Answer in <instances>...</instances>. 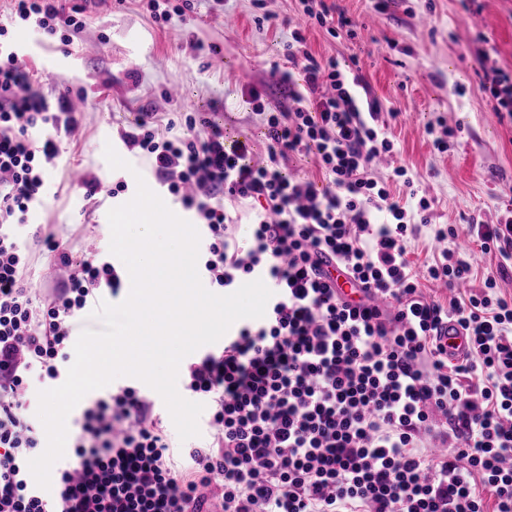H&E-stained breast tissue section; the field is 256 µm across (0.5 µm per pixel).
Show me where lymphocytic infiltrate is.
<instances>
[{"instance_id":"obj_1","label":"lymphocytic infiltrate","mask_w":512,"mask_h":512,"mask_svg":"<svg viewBox=\"0 0 512 512\" xmlns=\"http://www.w3.org/2000/svg\"><path fill=\"white\" fill-rule=\"evenodd\" d=\"M9 2L1 38L22 25L67 45L85 26L82 9L59 0ZM286 56L287 110L267 109L256 88L243 92L262 118V159L247 135L229 134L209 112L163 126L141 116L118 131L192 211L209 287L260 279L272 292L263 318L182 368L184 391L210 408V445L174 468L154 399L112 388L83 409L47 494L28 467L40 445L26 414L30 384L61 378L76 319L102 293L118 294L123 276L100 254L73 262L49 234L43 243L64 285L41 298L29 281L19 230L77 119L69 92L47 100L19 54L0 46V512H204L212 498L222 512H512V296L496 280L512 269V216L466 227L497 257L496 274L476 277L445 248L457 234L450 225L434 228L442 248L416 269L409 242L430 224L433 201L405 166L375 178L377 163L395 154L380 103L362 98L361 75L313 54L301 30ZM478 58L479 90L512 118V77L488 50ZM180 123L200 135H176ZM290 155L313 157L323 186L287 173ZM397 187L415 207L401 204ZM326 253L367 302L346 301L323 281ZM426 281L453 297H426ZM463 283L468 293L456 294ZM450 322L469 338L454 362L437 342Z\"/></svg>"}]
</instances>
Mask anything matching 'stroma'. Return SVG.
Instances as JSON below:
<instances>
[{
    "mask_svg": "<svg viewBox=\"0 0 512 512\" xmlns=\"http://www.w3.org/2000/svg\"><path fill=\"white\" fill-rule=\"evenodd\" d=\"M336 10L356 22L355 35L330 36L306 25L298 0H224L220 11L196 5L166 25L155 23L140 0H99L85 8V26L68 48L58 36L13 26L9 39L21 64L47 98L68 87L81 92L86 108L72 134L63 136L59 169L48 181L34 225L54 232L73 260L108 253V211L130 201L138 181L159 195L179 217L193 214L154 178L145 159L120 140L118 130L147 112H219L227 127L252 134L264 149L260 118L241 99L242 86L265 92L271 108H287L277 84L290 32L302 27L308 48L323 59L359 67L369 97L381 104L396 163L422 178L434 201L433 224L464 228L470 216L497 223L512 203V122L499 120L493 100L478 89V36L496 48L499 67L512 74V0H335ZM180 97H170L172 86ZM444 121L456 130L447 153L434 150L425 127ZM129 162L110 169L105 146ZM96 175L95 195L72 184L71 170ZM126 189L115 192L116 183ZM28 275L42 293L61 287L65 273L32 227Z\"/></svg>",
    "mask_w": 512,
    "mask_h": 512,
    "instance_id": "obj_1",
    "label": "stroma"
}]
</instances>
